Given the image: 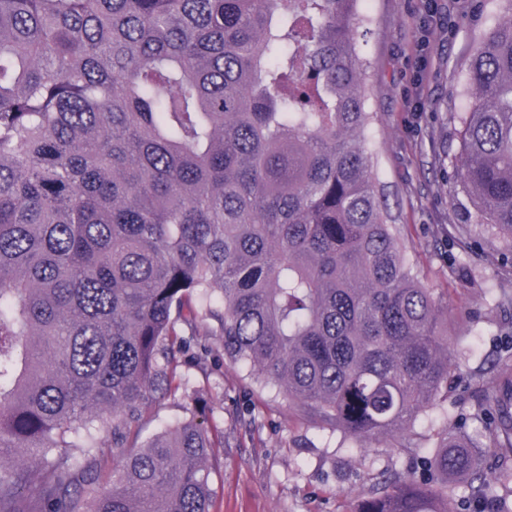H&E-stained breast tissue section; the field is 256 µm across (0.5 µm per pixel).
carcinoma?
I'll list each match as a JSON object with an SVG mask.
<instances>
[{"label":"carcinoma","instance_id":"cac0c4a2","mask_svg":"<svg viewBox=\"0 0 512 512\" xmlns=\"http://www.w3.org/2000/svg\"><path fill=\"white\" fill-rule=\"evenodd\" d=\"M504 2L455 186L512 238ZM361 21V0H0V512H211L204 411L132 443L156 395L197 400L178 367L200 336L356 439L437 404L448 305L363 144ZM501 448L506 402L353 512H453Z\"/></svg>","mask_w":512,"mask_h":512}]
</instances>
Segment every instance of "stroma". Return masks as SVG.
I'll return each instance as SVG.
<instances>
[{"mask_svg":"<svg viewBox=\"0 0 512 512\" xmlns=\"http://www.w3.org/2000/svg\"><path fill=\"white\" fill-rule=\"evenodd\" d=\"M358 30L373 92L365 144L375 155L384 201L418 280L448 301L450 342L465 347L448 396L414 428L379 442L349 439L309 420L280 389L257 381L247 366L215 348L208 373L193 360L179 367L199 389L224 431L212 459V512H352L359 493L385 471H410L435 448L442 429L481 434L474 413L512 396L492 364L512 347V241L477 224L465 192L449 196L459 162V118L472 101L466 60L497 23L499 0H363ZM469 229L467 245L447 236ZM193 402L158 396L142 438L188 416Z\"/></svg>","mask_w":512,"mask_h":512,"instance_id":"1","label":"stroma"}]
</instances>
